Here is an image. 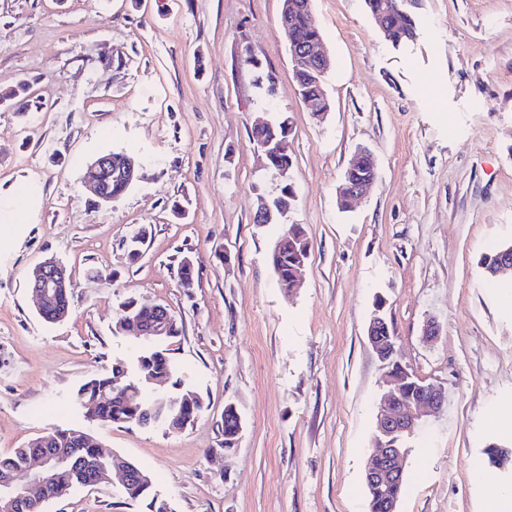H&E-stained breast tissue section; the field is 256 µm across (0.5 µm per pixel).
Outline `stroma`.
I'll return each instance as SVG.
<instances>
[{"label":"stroma","instance_id":"stroma-1","mask_svg":"<svg viewBox=\"0 0 512 512\" xmlns=\"http://www.w3.org/2000/svg\"><path fill=\"white\" fill-rule=\"evenodd\" d=\"M312 6L332 62L321 118L297 92L282 0H0V454L82 425L176 512H368L386 373L365 331L381 299L401 363L448 396L411 441L398 512H486L487 486H512L483 454L512 443V275L490 283L478 265L512 242V0H416V38L397 47L364 0ZM247 43L260 67L243 63ZM282 112L288 206L256 224L258 196L283 182L249 132ZM360 149L377 178L343 210ZM109 152L140 178L104 204L82 175ZM290 224L311 254L289 293L270 254ZM51 256L72 292L55 324L27 286ZM127 298L183 327L166 347L204 408L181 432L87 424L75 408L83 382L141 350L113 332ZM229 403L243 431L226 453ZM120 488L45 512H148Z\"/></svg>","mask_w":512,"mask_h":512}]
</instances>
